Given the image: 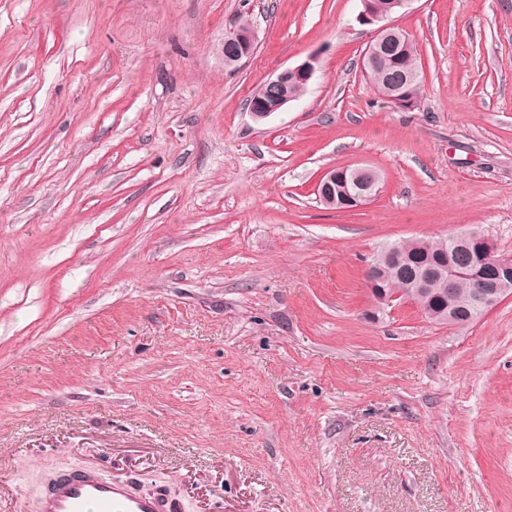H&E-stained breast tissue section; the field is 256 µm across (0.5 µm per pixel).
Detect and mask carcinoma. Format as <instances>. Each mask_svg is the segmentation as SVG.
<instances>
[{
  "label": "carcinoma",
  "mask_w": 512,
  "mask_h": 512,
  "mask_svg": "<svg viewBox=\"0 0 512 512\" xmlns=\"http://www.w3.org/2000/svg\"><path fill=\"white\" fill-rule=\"evenodd\" d=\"M368 80L385 100L392 97V83L402 82L401 91L406 99L417 105L421 102L424 84L421 65L418 63L415 42L401 52H386L375 63L363 60ZM336 204L340 209L347 205L345 195L354 187L356 173L352 168H336ZM457 235H446L430 239H408L388 243L381 247L369 261L368 272L380 279L381 285L391 291H404L402 298L416 303L430 320L448 326H464L483 315L476 309L473 296V280L458 277L448 282L444 274L431 285L430 294L422 298L409 288V281L422 269H443L448 264V250L454 245Z\"/></svg>",
  "instance_id": "obj_1"
}]
</instances>
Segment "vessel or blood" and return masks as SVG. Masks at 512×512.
<instances>
[{
    "label": "vessel or blood",
    "instance_id": "vessel-or-blood-1",
    "mask_svg": "<svg viewBox=\"0 0 512 512\" xmlns=\"http://www.w3.org/2000/svg\"><path fill=\"white\" fill-rule=\"evenodd\" d=\"M175 499L143 494L96 469L63 478L34 499L33 512H177Z\"/></svg>",
    "mask_w": 512,
    "mask_h": 512
}]
</instances>
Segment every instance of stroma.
Listing matches in <instances>:
<instances>
[{"label":"stroma","instance_id":"stroma-1","mask_svg":"<svg viewBox=\"0 0 512 512\" xmlns=\"http://www.w3.org/2000/svg\"><path fill=\"white\" fill-rule=\"evenodd\" d=\"M361 0H0V480L87 465L179 512H512V297L373 316L381 245L512 256V0H410L374 92ZM256 49L224 68L238 18ZM317 69L285 111L247 104ZM376 197L322 204L333 167ZM368 80L379 95L390 103L393 91L391 83L402 81L401 91L407 100L418 105L421 102L424 84L421 65L418 63L417 48L411 39L410 46L401 52H385L376 63L363 59ZM317 64V57L310 56L303 63L282 70L274 78L267 81L266 84H282L288 81L295 84L307 85L316 70Z\"/></svg>","mask_w":512,"mask_h":512}]
</instances>
